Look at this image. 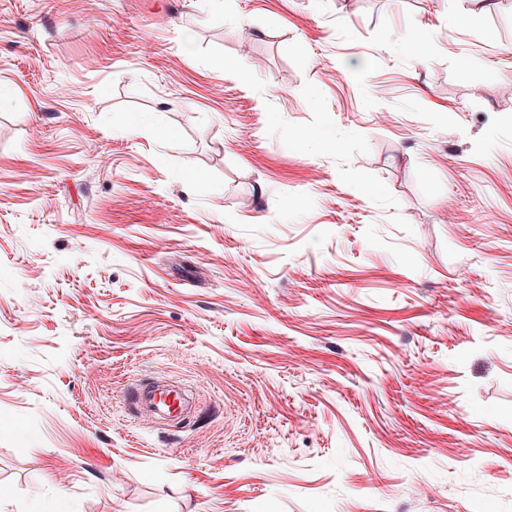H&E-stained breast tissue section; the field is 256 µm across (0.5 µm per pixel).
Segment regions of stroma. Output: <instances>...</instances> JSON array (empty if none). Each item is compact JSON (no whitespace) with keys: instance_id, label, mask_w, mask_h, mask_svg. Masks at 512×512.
Masks as SVG:
<instances>
[{"instance_id":"stroma-1","label":"stroma","mask_w":512,"mask_h":512,"mask_svg":"<svg viewBox=\"0 0 512 512\" xmlns=\"http://www.w3.org/2000/svg\"><path fill=\"white\" fill-rule=\"evenodd\" d=\"M62 503L512 512V0H0V512ZM171 394L172 392L166 390H151L138 387L131 391L130 397L135 404L142 402L149 408L171 415L177 414L181 409V399L179 400V396L176 395L172 400H169ZM177 400V406L174 407Z\"/></svg>"}]
</instances>
